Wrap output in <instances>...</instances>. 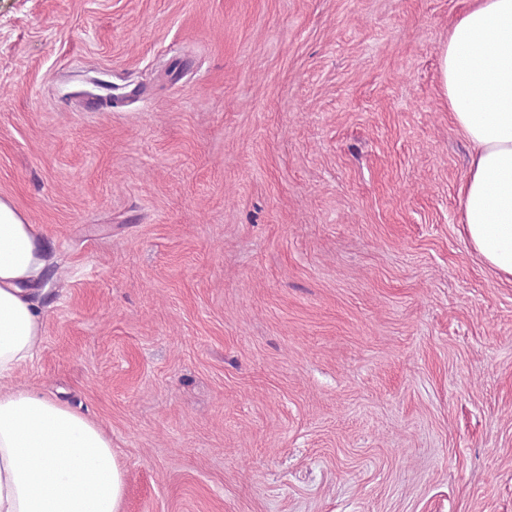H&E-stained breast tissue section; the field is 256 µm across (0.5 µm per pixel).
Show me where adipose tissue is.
Returning a JSON list of instances; mask_svg holds the SVG:
<instances>
[{"instance_id":"adipose-tissue-1","label":"adipose tissue","mask_w":512,"mask_h":512,"mask_svg":"<svg viewBox=\"0 0 512 512\" xmlns=\"http://www.w3.org/2000/svg\"><path fill=\"white\" fill-rule=\"evenodd\" d=\"M440 73L474 148L458 191L463 233L512 280V0H478L454 23ZM41 254L33 226L0 200V512H120L125 473L103 429L15 382L43 333Z\"/></svg>"}]
</instances>
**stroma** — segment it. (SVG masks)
Here are the masks:
<instances>
[{
    "label": "stroma",
    "mask_w": 512,
    "mask_h": 512,
    "mask_svg": "<svg viewBox=\"0 0 512 512\" xmlns=\"http://www.w3.org/2000/svg\"><path fill=\"white\" fill-rule=\"evenodd\" d=\"M474 3L0 0L16 382L111 438L121 512H512V281L440 82Z\"/></svg>",
    "instance_id": "obj_1"
}]
</instances>
